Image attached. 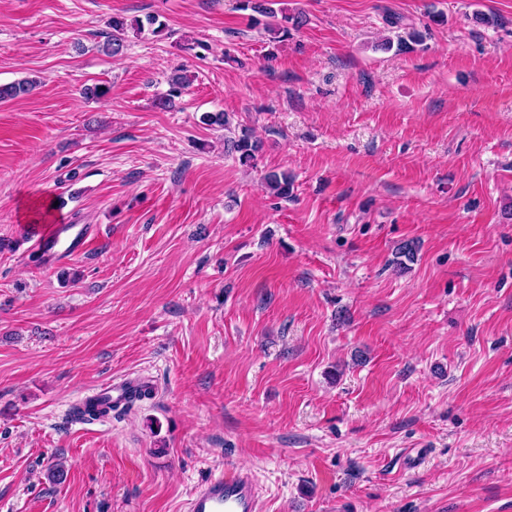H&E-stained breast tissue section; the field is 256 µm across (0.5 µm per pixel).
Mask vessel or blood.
Listing matches in <instances>:
<instances>
[{"instance_id": "vessel-or-blood-1", "label": "vessel or blood", "mask_w": 512, "mask_h": 512, "mask_svg": "<svg viewBox=\"0 0 512 512\" xmlns=\"http://www.w3.org/2000/svg\"><path fill=\"white\" fill-rule=\"evenodd\" d=\"M96 235V228L82 224H51L41 232L36 245L45 264L55 265L86 252ZM137 387L134 381L109 382L102 384L95 395L122 406ZM187 512H263V507L252 473L229 466L195 490Z\"/></svg>"}]
</instances>
